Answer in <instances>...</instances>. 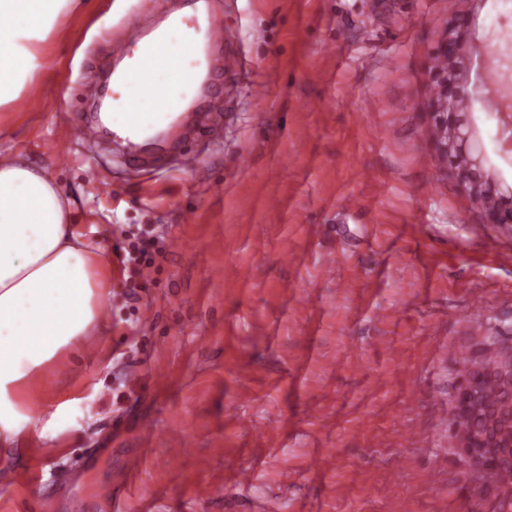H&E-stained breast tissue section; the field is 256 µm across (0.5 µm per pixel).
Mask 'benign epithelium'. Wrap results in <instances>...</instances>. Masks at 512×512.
<instances>
[{"label": "benign epithelium", "instance_id": "benign-epithelium-1", "mask_svg": "<svg viewBox=\"0 0 512 512\" xmlns=\"http://www.w3.org/2000/svg\"><path fill=\"white\" fill-rule=\"evenodd\" d=\"M472 33L467 16L458 14L437 36L435 52L444 57V69L431 73L435 93L428 99V115L433 124L449 131L435 142L441 160L450 162L451 152L471 156L470 166L454 170L460 191L480 211L482 223L512 226V190L501 184L483 166L475 151L473 130L465 119L473 95L468 91ZM485 378L499 382L503 400L495 407L480 398L479 383ZM452 432L466 463L468 492L478 505L477 512H504L501 503L512 500V465L501 470L500 479L487 483L484 471L500 464L503 457L512 461V347L495 361L478 358L463 370L455 398Z\"/></svg>", "mask_w": 512, "mask_h": 512}]
</instances>
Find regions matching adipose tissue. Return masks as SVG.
Listing matches in <instances>:
<instances>
[{
  "label": "adipose tissue",
  "mask_w": 512,
  "mask_h": 512,
  "mask_svg": "<svg viewBox=\"0 0 512 512\" xmlns=\"http://www.w3.org/2000/svg\"><path fill=\"white\" fill-rule=\"evenodd\" d=\"M74 0H0V108L51 65L45 45ZM111 271L53 181L22 155L0 163V448L55 439L73 399L44 407L47 376L104 327Z\"/></svg>",
  "instance_id": "1"
}]
</instances>
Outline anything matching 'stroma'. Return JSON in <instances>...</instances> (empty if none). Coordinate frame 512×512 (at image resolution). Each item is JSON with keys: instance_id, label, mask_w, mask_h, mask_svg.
I'll use <instances>...</instances> for the list:
<instances>
[{"instance_id": "stroma-1", "label": "stroma", "mask_w": 512, "mask_h": 512, "mask_svg": "<svg viewBox=\"0 0 512 512\" xmlns=\"http://www.w3.org/2000/svg\"><path fill=\"white\" fill-rule=\"evenodd\" d=\"M76 4L49 72L0 112V160L54 179L111 296L104 331L46 381L78 395L69 425L0 456V512H472L451 432L460 356L512 332V230L482 225L427 101L437 35L468 12L486 49L468 118L485 168L512 169V112L484 93L512 88L488 62L512 69V0H210L238 39L210 47L209 90L187 98L224 140L196 124L139 161L81 141L79 88L118 59L111 27L136 46L143 16L165 23L181 0ZM143 224L168 240L146 289L114 254Z\"/></svg>"}]
</instances>
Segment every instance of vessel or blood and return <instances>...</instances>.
Listing matches in <instances>:
<instances>
[{
	"mask_svg": "<svg viewBox=\"0 0 512 512\" xmlns=\"http://www.w3.org/2000/svg\"><path fill=\"white\" fill-rule=\"evenodd\" d=\"M196 43L181 21L156 32L139 48L131 66L118 79L125 99L112 110V131L122 138L128 153H137L144 136L177 122L183 90L196 83L197 70H186L171 50L175 42Z\"/></svg>",
	"mask_w": 512,
	"mask_h": 512,
	"instance_id": "vessel-or-blood-1",
	"label": "vessel or blood"
}]
</instances>
